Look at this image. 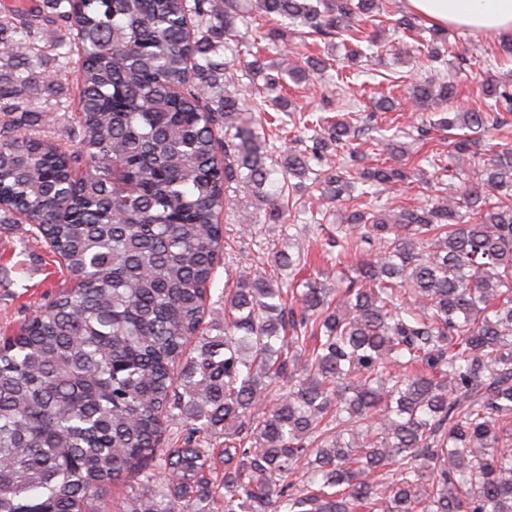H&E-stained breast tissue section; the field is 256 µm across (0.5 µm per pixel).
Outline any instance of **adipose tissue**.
<instances>
[{
  "mask_svg": "<svg viewBox=\"0 0 512 512\" xmlns=\"http://www.w3.org/2000/svg\"><path fill=\"white\" fill-rule=\"evenodd\" d=\"M436 26H454L496 40L512 39V0H404Z\"/></svg>",
  "mask_w": 512,
  "mask_h": 512,
  "instance_id": "obj_1",
  "label": "adipose tissue"
}]
</instances>
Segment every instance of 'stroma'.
Segmentation results:
<instances>
[{
    "label": "stroma",
    "instance_id": "stroma-1",
    "mask_svg": "<svg viewBox=\"0 0 512 512\" xmlns=\"http://www.w3.org/2000/svg\"><path fill=\"white\" fill-rule=\"evenodd\" d=\"M448 42L468 59L467 64H455L449 68L457 87L455 104L465 108L480 106L478 80L501 73L500 68L490 63L498 43L456 28L449 29ZM395 46L396 53L385 56L376 70L363 73L349 92L337 93L336 72L332 69L310 75L306 83L288 84L284 94L291 100L292 110L297 114L344 113L349 105H356L361 115L358 125L364 130V139H375L376 133L368 129L365 117L373 112V106L380 95L387 93V75H413L418 71L417 65L412 64L406 53V42L396 41ZM59 63L58 56L50 57L49 67L58 73L55 91L39 96L42 104L57 105L58 110L54 112L52 122L42 126L40 132L64 149L74 152L79 148L73 135L79 112V85L75 73L59 71ZM231 200L230 209L223 215L227 242L225 257L215 266L205 305L204 324L213 336L224 332V291L235 287L241 277L264 272L278 274L280 279L292 286L307 278L316 279L330 287L336 284V277L330 274L323 256L329 249L328 235L336 231L341 204H324L326 216L319 227L307 223L302 214L287 217L282 234L274 238L269 235L267 225L254 224L246 230L239 224L240 214L247 212L255 216L260 212V202L248 190H237L232 193ZM291 243L308 249L307 266L298 273L288 268L275 270L270 262L272 249H284ZM71 285L72 280L65 267L49 247L44 242L32 239L29 225L0 222V335L12 333L25 315Z\"/></svg>",
    "mask_w": 512,
    "mask_h": 512
}]
</instances>
